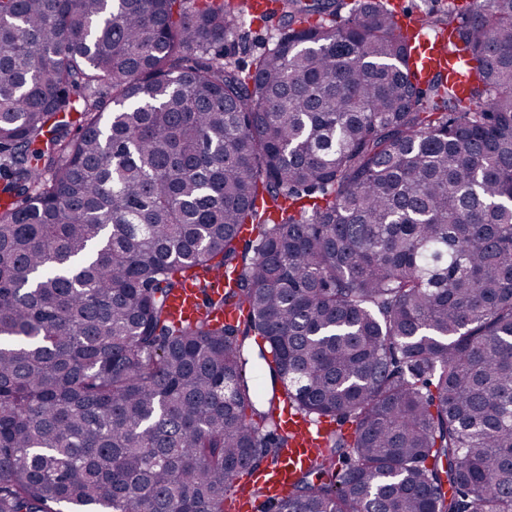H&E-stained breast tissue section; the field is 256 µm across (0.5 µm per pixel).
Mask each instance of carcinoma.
<instances>
[{"label":"carcinoma","instance_id":"obj_1","mask_svg":"<svg viewBox=\"0 0 512 512\" xmlns=\"http://www.w3.org/2000/svg\"><path fill=\"white\" fill-rule=\"evenodd\" d=\"M274 2L243 69L248 0H0V512H224L286 442L250 336L354 425L263 512H512V0L425 14L464 92L384 0ZM393 10L395 20L400 14H418L403 21L402 27L413 43L417 44L416 67L418 77L425 80L435 73H443L454 80L459 88L466 85L464 74V54L446 34H432L424 25L419 14L427 13L432 8L442 7L448 0H384ZM280 27V13L264 21L254 19L251 22V17H248L239 22L234 34L224 38V61L236 66L250 67ZM197 291L192 285H187L184 290L179 291L170 299V309L176 320H188L194 302L196 301Z\"/></svg>","mask_w":512,"mask_h":512}]
</instances>
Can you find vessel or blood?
Returning a JSON list of instances; mask_svg holds the SVG:
<instances>
[{"instance_id":"obj_1","label":"vessel or blood","mask_w":512,"mask_h":512,"mask_svg":"<svg viewBox=\"0 0 512 512\" xmlns=\"http://www.w3.org/2000/svg\"><path fill=\"white\" fill-rule=\"evenodd\" d=\"M402 27L417 46L415 62L420 79H428L440 72L451 77L458 86H465L464 54L447 35L432 34L418 16L403 21ZM196 296V289L189 285L171 297L170 309L175 319H188ZM273 428L275 432L288 436L287 447L281 449L273 465L247 474L248 484L258 489L267 500L288 496L296 474L313 459L329 432L325 423L313 422L288 407L278 412Z\"/></svg>"}]
</instances>
